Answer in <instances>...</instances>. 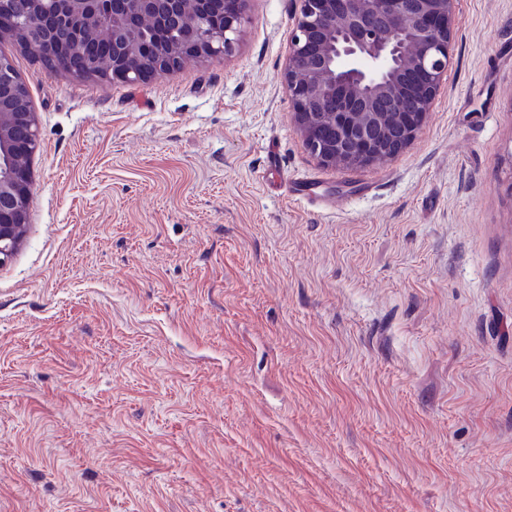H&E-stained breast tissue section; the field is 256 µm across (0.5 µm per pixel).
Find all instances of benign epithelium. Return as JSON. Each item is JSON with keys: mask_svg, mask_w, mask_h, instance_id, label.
I'll return each instance as SVG.
<instances>
[{"mask_svg": "<svg viewBox=\"0 0 512 512\" xmlns=\"http://www.w3.org/2000/svg\"><path fill=\"white\" fill-rule=\"evenodd\" d=\"M56 5L75 44L68 73H91L93 39L112 24L106 77L136 82L178 69L188 57L226 56L235 48L250 0H40ZM223 3V22L212 14ZM285 84L306 150L324 166L358 169L396 156L417 136L448 73L456 0H296ZM168 31L151 45V27ZM55 31L40 12L0 20L14 38L53 64ZM24 82L0 55V266L28 223L31 159L40 143Z\"/></svg>", "mask_w": 512, "mask_h": 512, "instance_id": "obj_1", "label": "benign epithelium"}]
</instances>
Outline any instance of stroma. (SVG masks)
Listing matches in <instances>:
<instances>
[{"label":"stroma","mask_w":512,"mask_h":512,"mask_svg":"<svg viewBox=\"0 0 512 512\" xmlns=\"http://www.w3.org/2000/svg\"><path fill=\"white\" fill-rule=\"evenodd\" d=\"M294 10L135 83L0 41L40 132L0 512H512V0H458L416 139L358 170L303 145Z\"/></svg>","instance_id":"obj_1"}]
</instances>
